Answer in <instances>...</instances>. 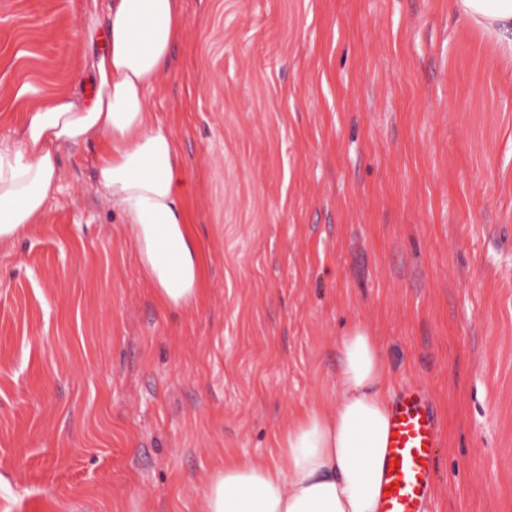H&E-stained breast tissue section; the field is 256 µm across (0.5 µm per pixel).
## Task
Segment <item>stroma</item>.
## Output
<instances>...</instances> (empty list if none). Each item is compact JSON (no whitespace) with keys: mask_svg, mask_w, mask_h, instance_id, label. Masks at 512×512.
Here are the masks:
<instances>
[{"mask_svg":"<svg viewBox=\"0 0 512 512\" xmlns=\"http://www.w3.org/2000/svg\"><path fill=\"white\" fill-rule=\"evenodd\" d=\"M151 99L192 186L203 294L159 306L63 153L0 243V512H200L227 457L332 402L368 325L439 419L432 512H512V67L449 0H184ZM77 0H0V136L77 91Z\"/></svg>","mask_w":512,"mask_h":512,"instance_id":"35a3bbf8","label":"stroma"}]
</instances>
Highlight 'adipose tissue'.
I'll use <instances>...</instances> for the list:
<instances>
[{
    "instance_id": "1",
    "label": "adipose tissue",
    "mask_w": 512,
    "mask_h": 512,
    "mask_svg": "<svg viewBox=\"0 0 512 512\" xmlns=\"http://www.w3.org/2000/svg\"><path fill=\"white\" fill-rule=\"evenodd\" d=\"M512 62V0H450ZM184 26L183 0H85L80 35L93 50L90 95H44L21 84L27 108L0 137V242L39 223L60 191L63 152L95 145V185L128 228L145 277L166 309L202 295L191 185L170 126L149 93ZM332 405L289 416L269 459L225 461L204 482L201 512H382L391 369L362 323L338 343Z\"/></svg>"
}]
</instances>
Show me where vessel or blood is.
I'll return each mask as SVG.
<instances>
[{
  "mask_svg": "<svg viewBox=\"0 0 512 512\" xmlns=\"http://www.w3.org/2000/svg\"><path fill=\"white\" fill-rule=\"evenodd\" d=\"M439 445L438 425L429 405L419 396L403 394L393 407L383 512H427L433 455Z\"/></svg>",
  "mask_w": 512,
  "mask_h": 512,
  "instance_id": "vessel-or-blood-1",
  "label": "vessel or blood"
}]
</instances>
